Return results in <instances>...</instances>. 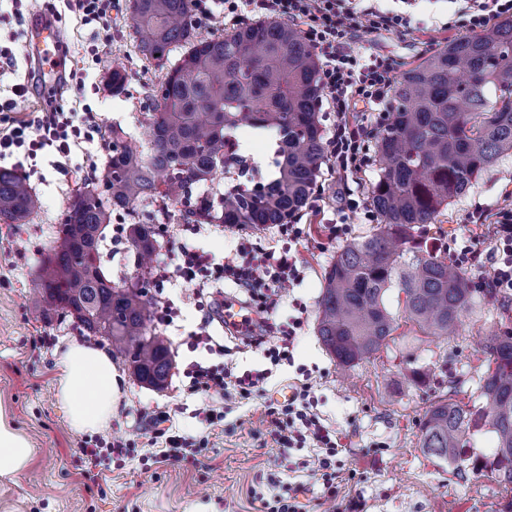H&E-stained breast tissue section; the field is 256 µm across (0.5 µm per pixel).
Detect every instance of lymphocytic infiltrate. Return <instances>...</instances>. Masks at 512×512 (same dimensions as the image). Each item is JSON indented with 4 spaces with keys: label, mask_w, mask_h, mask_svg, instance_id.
<instances>
[{
    "label": "lymphocytic infiltrate",
    "mask_w": 512,
    "mask_h": 512,
    "mask_svg": "<svg viewBox=\"0 0 512 512\" xmlns=\"http://www.w3.org/2000/svg\"><path fill=\"white\" fill-rule=\"evenodd\" d=\"M210 8L207 0H192L193 11L213 26L237 27L263 18L294 22L301 26L308 43L320 61L322 100L336 121L325 140V155L337 176L348 177L367 167L370 158L367 143L372 130L365 121L351 119L357 102L387 108L395 63L384 56H362L351 42L352 32L360 26L373 31L407 34L411 20L407 14L363 6L362 0H217ZM105 131L93 116L75 120L63 111L44 112L18 120L0 119V157L12 149L25 148L28 155L51 147L61 158H68L81 143L105 138ZM285 244L281 249L266 248L240 237L231 256L215 263L211 253L190 243H183L167 260H156L151 270L154 282L178 278L184 284L203 289L209 278H224L241 288L250 304L267 312L279 306L286 285L302 278V265L294 244L300 243L303 230L296 224L279 225ZM495 246L482 252L468 245L459 252L462 264H492L489 288L494 295H512V212H504L494 226ZM265 335L252 337L254 345L264 346L270 361L263 370L236 371L226 364H190L184 371L188 391L216 396L232 402L246 399L271 376L273 367L291 361L295 341L294 329L266 325ZM270 434L282 447L296 448L313 443L317 453L311 462L313 474L321 476L327 487L336 483V458L343 448L338 434L325 426L317 411L309 384L295 387L286 404L267 410ZM170 411L152 413L150 422L154 439L163 440L164 448L153 455L156 463L177 462L193 452L192 438L170 434L166 424Z\"/></svg>",
    "instance_id": "lymphocytic-infiltrate-1"
}]
</instances>
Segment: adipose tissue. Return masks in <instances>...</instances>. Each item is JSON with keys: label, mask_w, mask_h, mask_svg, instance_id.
Listing matches in <instances>:
<instances>
[{"label": "adipose tissue", "mask_w": 512, "mask_h": 512, "mask_svg": "<svg viewBox=\"0 0 512 512\" xmlns=\"http://www.w3.org/2000/svg\"><path fill=\"white\" fill-rule=\"evenodd\" d=\"M56 396L76 433L106 429L120 396L119 375L111 357L102 349L71 340L58 352ZM29 441L0 412V480L25 471L32 459Z\"/></svg>", "instance_id": "adipose-tissue-1"}]
</instances>
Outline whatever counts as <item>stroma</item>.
I'll return each mask as SVG.
<instances>
[{"mask_svg":"<svg viewBox=\"0 0 512 512\" xmlns=\"http://www.w3.org/2000/svg\"><path fill=\"white\" fill-rule=\"evenodd\" d=\"M55 4L62 35L65 67L84 69L82 90L70 84L41 94L38 70L25 55L26 17ZM381 9L408 13L416 28L411 37L367 28L354 31L353 39L364 54L393 58L406 67L425 54L461 37L464 17L457 0H381ZM130 0H116L112 12V51L101 64L82 57L80 50L100 43L95 26H79L63 0H25L14 14L10 0H0V44L14 55L12 70L0 76V102L12 99V114L24 119L30 113L53 107L71 110L75 104L90 109L102 126L121 123L127 143L145 149L151 94L163 69L143 59L134 41ZM125 67L129 83L124 94H112L106 84L108 67ZM28 88L25 96L11 98L12 85ZM98 169L90 171L88 156ZM58 154L48 147L35 158L23 150L0 159V168H17L39 196L41 209L12 238L0 241V410L35 450L29 467L13 479L0 481V512H265L264 503L287 489L298 491L302 512H501L512 492L494 480L471 474L457 477L444 461L430 457L419 446L420 423L429 396L410 380L414 367H428L444 381L461 380L458 398L482 406L478 381L489 368L482 341L489 331L512 330V310L485 297L465 319L458 335L437 339L423 335L407 322L403 294L391 289L387 296L398 328L388 348L349 370L339 368L316 334L318 301L325 270L338 248L376 229L379 219L369 206V192L377 180L376 166L343 185L335 174L322 170L316 188L301 212L305 239L299 248L304 266L301 282L288 285L277 312L280 321L299 316L292 364L280 365L250 398L223 405L221 399L191 394L187 378L172 374L165 388L141 385L125 363H117L121 398L109 434L133 441L137 455L116 460L103 456L90 461L80 450L83 435L72 432L56 398L54 366L58 350L81 332L69 323L40 316L34 304L37 265L52 245L74 190L93 179L104 184L108 154L98 143L72 152L66 172L55 166ZM512 203V155L502 157L476 178L468 193L445 208L440 228L418 233L422 247L440 241L450 246L468 240L480 250L490 248L489 222L505 204ZM133 211L113 213L106 230L112 243L102 250V269L114 283L135 274L134 254L126 237L136 219ZM346 223L345 236L334 238L329 225ZM148 296L170 298L179 315L162 337L173 360L184 365L193 360L221 363V356L190 351L188 335L200 323L197 300L179 282L147 283ZM210 333L229 349L238 370L264 369L270 362L245 336L213 322ZM48 335L49 344L38 341ZM307 378L322 422L335 429L345 447L335 490L306 466L316 453L313 444L285 449L268 430V407L283 403L297 379ZM175 408L172 430L202 441L200 454L175 463L143 466L155 453L145 437V412ZM223 409L224 422L211 427L203 420L209 408ZM98 473L97 482L84 479L85 471Z\"/></svg>","mask_w":512,"mask_h":512,"instance_id":"1","label":"stroma"}]
</instances>
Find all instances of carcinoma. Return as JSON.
Here are the masks:
<instances>
[{"label":"carcinoma","instance_id":"1","mask_svg":"<svg viewBox=\"0 0 512 512\" xmlns=\"http://www.w3.org/2000/svg\"><path fill=\"white\" fill-rule=\"evenodd\" d=\"M134 39L144 58L167 68L152 95L148 148L122 145L127 133L112 127L105 192L86 185L70 200L50 250L39 261L36 304L49 317L70 318L90 336L105 338L143 385L162 389L173 368L169 347L151 326L144 290L156 250V225L132 224L128 240L137 276L122 285L102 270L100 250L112 211L140 204H181L185 224H229L256 229L286 224L308 203L325 161L318 117L319 59L300 30L277 20H256L224 34H196L191 0H132ZM126 71L114 67L107 85L119 94ZM269 139L267 177L252 168L240 132ZM378 179L370 204L377 230L336 251L324 275L317 336L338 366L350 368L379 352L397 330L387 306L392 287L404 294V312L426 336L447 338L476 306L469 277L448 254L417 246L415 234L465 195L481 172L512 154V18L456 38L402 71L391 87V109L374 134ZM235 176L222 194L193 190ZM39 198L15 171L0 169V222L25 224ZM494 367L480 378L484 405L471 408L433 386L432 374L411 370L414 385L433 392L419 447L463 466L474 430L493 432L497 446L476 457L473 469L512 486V331L488 334Z\"/></svg>","mask_w":512,"mask_h":512}]
</instances>
